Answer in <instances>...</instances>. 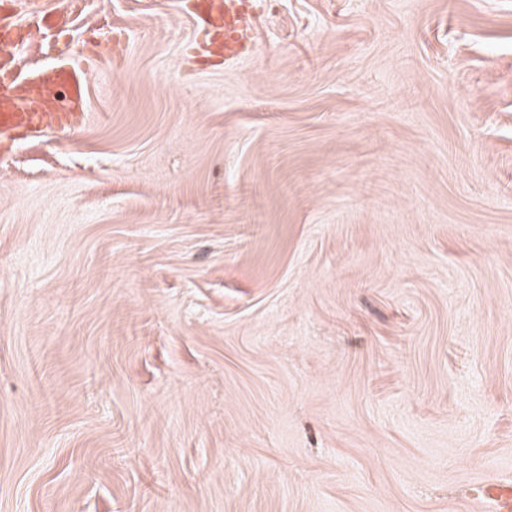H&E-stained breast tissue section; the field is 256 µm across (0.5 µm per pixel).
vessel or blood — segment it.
I'll list each match as a JSON object with an SVG mask.
<instances>
[{"instance_id":"b4317fda","label":"vessel or blood","mask_w":512,"mask_h":512,"mask_svg":"<svg viewBox=\"0 0 512 512\" xmlns=\"http://www.w3.org/2000/svg\"><path fill=\"white\" fill-rule=\"evenodd\" d=\"M253 0H201L196 25L205 33L202 54L221 63L234 62L250 45ZM88 70L67 52L28 78L13 77L0 88V144L16 143L47 129L71 131L83 118ZM481 495L493 512H512V481L483 484Z\"/></svg>"}]
</instances>
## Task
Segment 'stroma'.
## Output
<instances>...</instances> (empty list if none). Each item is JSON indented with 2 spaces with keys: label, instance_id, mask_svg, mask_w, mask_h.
I'll return each mask as SVG.
<instances>
[{
  "label": "stroma",
  "instance_id": "obj_1",
  "mask_svg": "<svg viewBox=\"0 0 512 512\" xmlns=\"http://www.w3.org/2000/svg\"><path fill=\"white\" fill-rule=\"evenodd\" d=\"M0 0L86 117L0 153V512H492L512 0ZM195 23L205 33L201 55L224 65L245 55L250 46V21L256 0H199Z\"/></svg>",
  "mask_w": 512,
  "mask_h": 512
}]
</instances>
